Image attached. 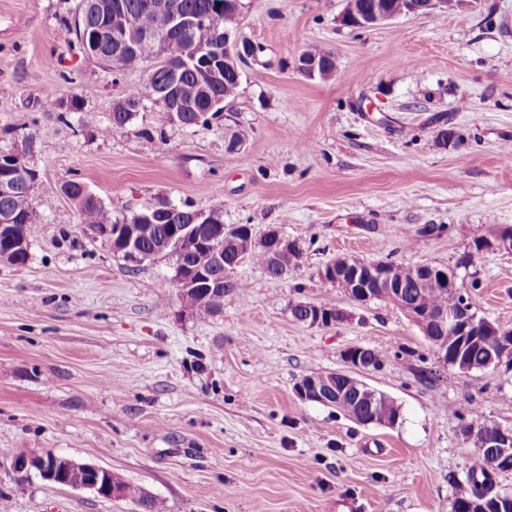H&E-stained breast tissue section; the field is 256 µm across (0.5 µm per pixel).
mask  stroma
<instances>
[{"label": "stroma", "mask_w": 512, "mask_h": 512, "mask_svg": "<svg viewBox=\"0 0 512 512\" xmlns=\"http://www.w3.org/2000/svg\"><path fill=\"white\" fill-rule=\"evenodd\" d=\"M79 0H0V151L34 139L39 216L26 264H0V505L6 512H138L127 499L20 480L18 453L111 470L166 512H451L476 454L454 410L512 429V366L460 372L439 362L395 306L350 305L321 280L348 254L450 267L480 316L512 327V252L476 251L512 226V0L342 26L345 0H241L232 32L262 46L221 121L185 129L147 105L100 132L122 87L79 50ZM317 45L332 77L295 62ZM75 95L68 123L46 91ZM95 115L96 125L79 120ZM457 137L444 142L443 129ZM164 137L147 150L144 130ZM244 133L242 149L226 139ZM84 182L111 216L164 196L224 211L225 227H277L303 239L301 265L270 277L248 263L243 296L220 313L186 308L169 257L133 264L93 239L61 185ZM439 233L426 236V225ZM351 308L331 327L296 321L291 304ZM361 345L388 353L362 374L401 408L396 427L358 425L302 402L304 376L344 369ZM432 373L431 384L415 377ZM302 54L309 57L302 56L300 54L297 59L296 67L301 75L309 79H314L316 77L324 79L332 76L336 72V68L332 70L328 68L336 66V59L331 52L318 46H310L305 49ZM317 58L324 62L328 67H326L324 63L319 61Z\"/></svg>", "instance_id": "stroma-1"}]
</instances>
